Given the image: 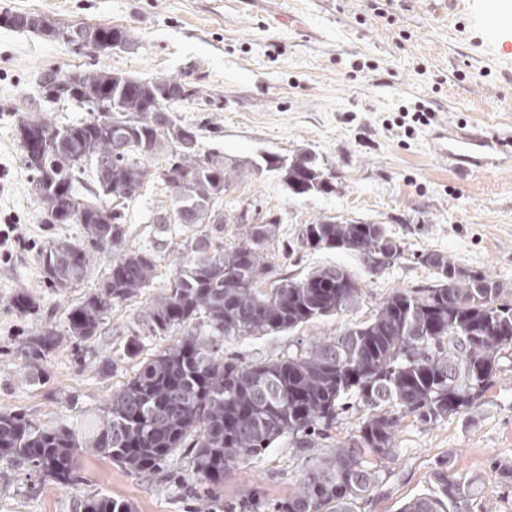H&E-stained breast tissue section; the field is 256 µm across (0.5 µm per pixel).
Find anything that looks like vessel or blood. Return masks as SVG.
I'll use <instances>...</instances> for the list:
<instances>
[{
    "label": "vessel or blood",
    "instance_id": "obj_1",
    "mask_svg": "<svg viewBox=\"0 0 512 512\" xmlns=\"http://www.w3.org/2000/svg\"><path fill=\"white\" fill-rule=\"evenodd\" d=\"M434 138L437 157L453 173L479 174L503 166L512 168L511 133H489L448 123L440 127Z\"/></svg>",
    "mask_w": 512,
    "mask_h": 512
}]
</instances>
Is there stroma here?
<instances>
[{
  "mask_svg": "<svg viewBox=\"0 0 512 512\" xmlns=\"http://www.w3.org/2000/svg\"><path fill=\"white\" fill-rule=\"evenodd\" d=\"M0 0V12L38 14L64 24L122 25L133 31L127 50L80 55L69 44L0 26V225L23 224L34 249L0 264V410L26 413L53 426L93 418L112 390L136 372L141 359L177 341L146 336L140 354L128 353L138 296L113 309L91 345L69 340L31 379L17 355L23 334L102 285L107 257L97 258L77 286L54 291L43 284L36 250L80 232L76 224H46L18 142L22 115L38 113L67 124L83 112L48 102L37 82L49 69L95 64L142 78H171L196 87L195 100L169 101L185 124L211 121L201 151L220 150L236 164L224 196L234 215L257 208L277 225L274 262L293 277L328 264L352 270L363 295L356 309L304 324L292 333L229 339L225 356L245 362L282 358L298 339L326 336L369 319L391 291L433 285L432 269L417 263L421 250L440 253L462 268L484 271L512 289V171L461 178L433 154L435 126L453 121L512 130V26L480 27L485 12L512 0ZM432 110V125L405 134L395 124L403 108ZM314 153L336 174L323 195L294 196L274 172L256 168L261 158ZM152 184L131 201L124 226L127 247L156 248V288L180 262L175 246H157L153 214L166 201ZM328 216L385 225L400 239L404 258L371 274L357 256L336 250L287 260L283 247L299 228ZM26 293L33 306L18 313L13 300ZM393 459L377 465L378 481L357 512H399L445 471L473 485L472 512H512V364L485 402L469 413L433 424L403 418ZM310 458L290 437L261 457L225 474V505L254 500L256 512H281ZM74 487L30 480L0 462V512H74L76 498L109 495L136 512H198L207 486L182 463L155 474L126 471L103 457H84Z\"/></svg>",
  "mask_w": 512,
  "mask_h": 512,
  "instance_id": "obj_1",
  "label": "stroma"
}]
</instances>
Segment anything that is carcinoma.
<instances>
[{
	"label": "carcinoma",
	"instance_id": "carcinoma-1",
	"mask_svg": "<svg viewBox=\"0 0 512 512\" xmlns=\"http://www.w3.org/2000/svg\"><path fill=\"white\" fill-rule=\"evenodd\" d=\"M0 25L32 26L77 51L106 40L116 49L133 44L123 26L83 25L67 34L49 18L9 11ZM39 88L48 101L62 96L84 105V119L60 126L32 115L20 122L19 146L43 204V223L79 224L80 237L52 241L37 253L44 283L55 290L84 281L94 258L112 257L102 286L24 337L20 359L38 370L60 339L77 346L93 340L112 309L153 287L157 256L125 247L124 206L145 184L165 185L169 205L153 223L166 233L190 232L186 256L167 286L140 310V336L180 333L176 344L144 359L112 394L93 422L54 426L20 413L0 411V461L24 467L41 482L78 484L81 456L105 457L134 473L156 472L176 454L186 470L213 494L201 512L223 508L218 491L224 473L266 452L289 435L311 448L350 409L367 410L360 434L337 442L328 460L309 468L288 495L285 512H355L376 483L371 461L396 455L397 423L413 416L433 423L465 414L500 381L512 350V290L482 271L466 270L431 251L420 262L436 270L426 288L397 289L374 316L312 336L282 359L250 364L224 358V337L293 332L313 320L357 306L362 290L341 265L315 269L300 279L275 277L269 252L275 225L244 224L238 242L224 245V192L235 166L217 149L198 151L206 126L186 125L165 108V91L196 97L195 87L162 78H136L98 68L47 70ZM104 103L109 111H96ZM163 164L156 166L158 157ZM288 191L329 193L336 178L312 153L269 156ZM173 213L175 220L164 218ZM341 250L370 266V256L402 258V242L385 225L318 218L303 225L286 254ZM435 490L405 502L400 512H471L460 479L434 475ZM76 512H133L125 500L85 496Z\"/></svg>",
	"mask_w": 512,
	"mask_h": 512
}]
</instances>
